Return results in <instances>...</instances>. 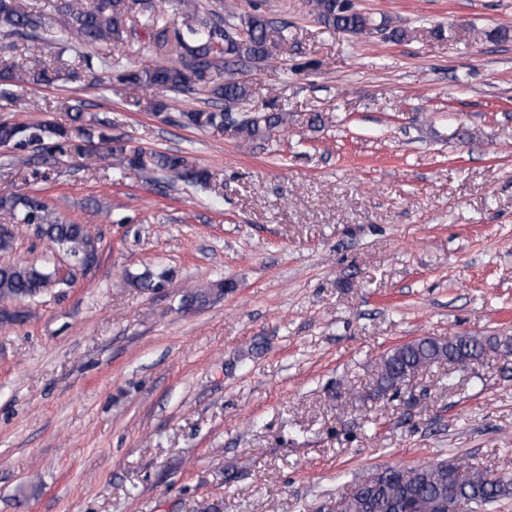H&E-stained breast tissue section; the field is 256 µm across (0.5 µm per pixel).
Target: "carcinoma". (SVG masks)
Masks as SVG:
<instances>
[{
  "instance_id": "carcinoma-1",
  "label": "carcinoma",
  "mask_w": 512,
  "mask_h": 512,
  "mask_svg": "<svg viewBox=\"0 0 512 512\" xmlns=\"http://www.w3.org/2000/svg\"><path fill=\"white\" fill-rule=\"evenodd\" d=\"M157 0H52L50 7L56 24L48 22L42 9H24L16 0H0V35L31 42L73 40L83 46H101L118 42L134 32L130 15L142 13L145 25L155 31L157 42H167L164 18L156 10ZM185 18V29L177 31L181 49L177 64L152 68L128 69L114 60L109 63L117 79L132 88L188 92L195 82L211 85V93L224 101L225 109L181 114L183 123L195 128H221L233 115V107L249 95L246 82L236 77L232 65L246 59L261 62L268 58L267 44L275 30L261 14H252L232 22L233 13H224V5L209 6L200 0H177ZM318 19L324 25L350 34L367 33L372 24L366 15L353 9L351 0H313ZM225 70L222 81L212 72ZM58 80V68L30 69L23 60L12 57L0 67V97L10 99V86L25 82L34 86H50ZM236 130L249 140H264L273 130L288 125V113L235 117ZM86 141H98L106 149L105 156L116 158L131 168L144 166L143 153L124 145L112 144L105 130H84ZM53 141L51 149L62 152L70 146V130L52 124L23 125L0 123V145L26 148ZM152 165L169 174L174 182L205 185L209 174L202 168L185 174L187 161L163 152L151 154ZM0 220L4 224H28L35 234L62 249L68 256L82 261L84 267L98 262V241L85 225L63 223L53 216L48 204L37 196L1 195ZM166 277L146 274L134 280L136 287L155 291L165 286ZM55 285L52 273L29 264L0 265V303L34 299ZM233 288L221 282L210 288H197L183 298V306H203ZM509 345V339L497 336L455 335L446 339L423 337L393 348L381 359L377 383L382 392L399 391L420 369L438 364L467 366L486 353ZM512 496V478L494 477L472 467L463 459L449 463H427L403 470L389 468L357 481L346 496L344 512H437V505L457 499L477 509Z\"/></svg>"
}]
</instances>
